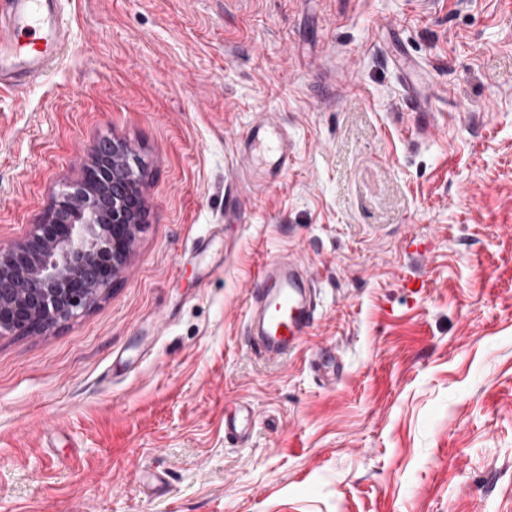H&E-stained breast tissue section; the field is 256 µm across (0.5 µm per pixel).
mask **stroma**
<instances>
[{
  "mask_svg": "<svg viewBox=\"0 0 512 512\" xmlns=\"http://www.w3.org/2000/svg\"><path fill=\"white\" fill-rule=\"evenodd\" d=\"M59 2L0 90V243L112 136L147 213L90 308L0 337V512H512V0ZM264 117L290 160L250 189ZM284 255L318 320L271 364L248 290ZM254 421V409L247 405L235 404V413L229 420L224 419V434L237 439L250 435Z\"/></svg>",
  "mask_w": 512,
  "mask_h": 512,
  "instance_id": "obj_1",
  "label": "stroma"
}]
</instances>
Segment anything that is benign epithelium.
<instances>
[{"label":"benign epithelium","instance_id":"benign-epithelium-1","mask_svg":"<svg viewBox=\"0 0 512 512\" xmlns=\"http://www.w3.org/2000/svg\"><path fill=\"white\" fill-rule=\"evenodd\" d=\"M142 162L100 140L83 178L22 239L0 246V335H41L85 311L127 266L144 224Z\"/></svg>","mask_w":512,"mask_h":512}]
</instances>
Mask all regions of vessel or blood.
I'll return each instance as SVG.
<instances>
[{"instance_id":"1","label":"vessel or blood","mask_w":512,"mask_h":512,"mask_svg":"<svg viewBox=\"0 0 512 512\" xmlns=\"http://www.w3.org/2000/svg\"><path fill=\"white\" fill-rule=\"evenodd\" d=\"M51 0H0V88L21 86L44 76L57 59L69 32L53 12ZM266 148L268 170L288 166V139L270 120L252 125L244 153L254 162L255 151ZM251 312L259 322L258 335L249 341L256 356L280 362L293 354L313 328L318 310L311 280L295 260L282 256L269 261L258 274L250 293ZM252 407L239 404L224 423L228 436H249Z\"/></svg>"}]
</instances>
